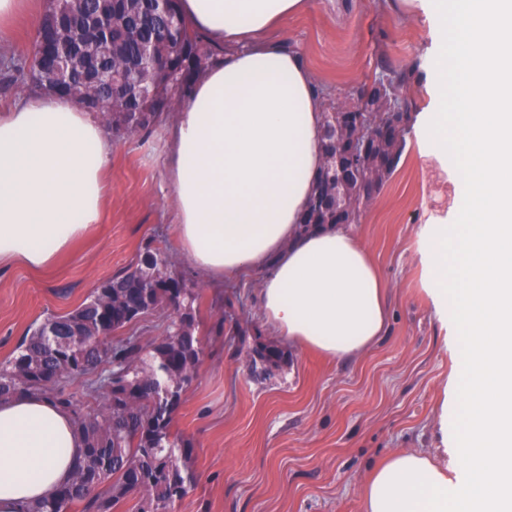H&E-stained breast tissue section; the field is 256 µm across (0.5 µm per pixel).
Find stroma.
I'll return each mask as SVG.
<instances>
[{
  "label": "stroma",
  "mask_w": 512,
  "mask_h": 512,
  "mask_svg": "<svg viewBox=\"0 0 512 512\" xmlns=\"http://www.w3.org/2000/svg\"><path fill=\"white\" fill-rule=\"evenodd\" d=\"M282 35L303 55L332 100L371 82L380 56L416 66L408 93L417 111L433 105L432 25L385 0H308ZM35 28L18 15L0 45V76L26 56ZM409 136L401 162L364 211L355 234L387 288L381 341L356 359L331 361L302 350L265 322L256 272L210 286L179 254L174 197L164 167V127L117 141L104 177L101 218L51 267H0V365L31 325L79 307L95 288L146 248L167 247L173 272L201 294L198 377L184 394L172 432L193 446L196 481L171 512H361L367 472L399 449L442 445L445 389L464 366L448 340L460 330L427 291V258L437 224L463 218L456 166L422 157ZM262 343L284 353L253 366Z\"/></svg>",
  "instance_id": "stroma-1"
}]
</instances>
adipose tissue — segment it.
I'll return each mask as SVG.
<instances>
[{"instance_id": "ef3b65f1", "label": "adipose tissue", "mask_w": 512, "mask_h": 512, "mask_svg": "<svg viewBox=\"0 0 512 512\" xmlns=\"http://www.w3.org/2000/svg\"><path fill=\"white\" fill-rule=\"evenodd\" d=\"M387 2L435 24V105L415 125L424 155L456 156L466 200L463 223L438 227L429 285L460 299L466 365L446 466L395 451L363 483L362 509L512 512V0ZM178 6L214 53L167 128L182 254L216 285L265 271L261 310L288 341L338 360L367 352L387 325L382 282L351 227L302 221L325 164L323 100L272 32L306 0ZM112 147L64 96L35 91L0 114V266L49 267L98 222ZM83 448L55 402L0 397V512L50 500Z\"/></svg>"}]
</instances>
